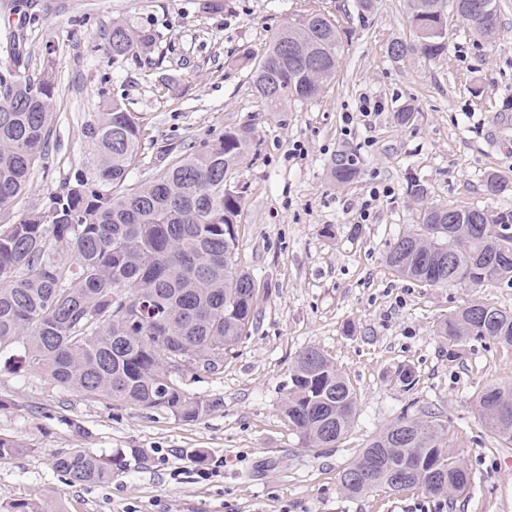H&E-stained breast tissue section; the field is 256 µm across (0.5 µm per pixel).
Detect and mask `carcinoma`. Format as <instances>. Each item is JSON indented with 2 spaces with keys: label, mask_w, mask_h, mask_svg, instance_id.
I'll list each match as a JSON object with an SVG mask.
<instances>
[{
  "label": "carcinoma",
  "mask_w": 512,
  "mask_h": 512,
  "mask_svg": "<svg viewBox=\"0 0 512 512\" xmlns=\"http://www.w3.org/2000/svg\"><path fill=\"white\" fill-rule=\"evenodd\" d=\"M411 24L424 33L417 45L427 58L448 49L446 0H409ZM455 16L485 40L498 29L497 0H451ZM486 8L488 22H475ZM112 55L151 50L155 36L116 21L103 34ZM344 51L329 16L310 12L274 35L260 58L246 59L260 97L280 105L321 95L336 79ZM12 65L0 69V219L27 189L31 171L43 158L51 132L56 91L47 61L35 77L17 43ZM143 123L118 99L106 103L85 125L92 144L91 167L64 182L41 209L17 223L0 225V355L10 353L57 384L89 398L110 397L142 410L165 409L194 421L213 404L191 397L183 386L189 364L201 354L222 356L246 337L255 320V278L239 267V199L225 177L253 144L246 125L228 126L218 138L192 147L138 186L126 185L140 155ZM333 168L339 183L356 174L351 154ZM427 207L417 230L396 239L386 263L401 277L430 287L457 283L475 288L512 285V211L495 215L477 208ZM509 224L510 235L490 230ZM139 301L136 323L114 313L123 302ZM440 332L454 341L489 339L512 347V312L488 305L477 313L463 307ZM486 428L512 444V386H493L478 396ZM282 411L302 447L333 448L356 417V396L325 354L307 348L289 372ZM445 424L401 416L376 434L352 465L366 458L375 466L363 481L343 473L344 493L355 497L375 488L400 492L419 488L448 500L462 494L471 477L448 446ZM24 445L0 435V459ZM130 453L97 454L70 448L53 466L72 485L103 483L127 465ZM413 479L392 486L393 467ZM0 512H65L59 500L0 503Z\"/></svg>",
  "instance_id": "1"
}]
</instances>
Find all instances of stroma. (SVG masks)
Segmentation results:
<instances>
[{"label":"stroma","mask_w":512,"mask_h":512,"mask_svg":"<svg viewBox=\"0 0 512 512\" xmlns=\"http://www.w3.org/2000/svg\"><path fill=\"white\" fill-rule=\"evenodd\" d=\"M203 3L0 0V67L12 63L9 31L30 72L57 63L45 156L10 222L91 164L83 127L106 101L143 116L133 184L248 123L253 146L227 184L240 197L236 260L260 285L247 337L217 372L186 380L193 397L214 404L195 421L89 398L0 358V434L26 446L0 460V502L58 497L66 512H512V444L485 428L476 404L484 387L512 384V347L439 332L473 302L512 311V286L434 288L386 263L394 240L420 224L422 205L512 211V0H497L490 41L449 19L448 49L434 59L414 48L408 0H372L368 11L361 0ZM309 10L341 33L336 80L318 98L271 107L245 60ZM116 19L153 32L154 49L112 58L101 36ZM367 98L377 111L362 112ZM405 107L413 115L402 124ZM344 151L356 154L357 175L339 184L331 169ZM493 174L506 191H487ZM310 347L357 397L356 421L334 448H303L281 410L289 370ZM402 365L415 373L412 388L397 380ZM402 415L447 423L471 476L454 501L419 489L343 492L344 469ZM70 448H140L148 459L109 482L71 486L52 465Z\"/></svg>","instance_id":"35a3bbf8"}]
</instances>
